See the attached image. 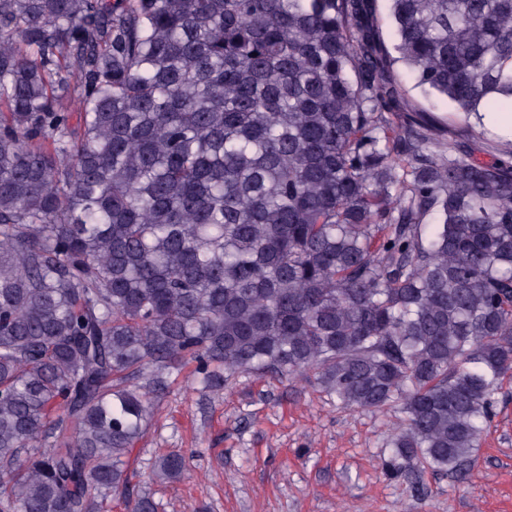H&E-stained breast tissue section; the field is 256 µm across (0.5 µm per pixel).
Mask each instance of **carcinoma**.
<instances>
[{
    "instance_id": "cac0c4a2",
    "label": "carcinoma",
    "mask_w": 512,
    "mask_h": 512,
    "mask_svg": "<svg viewBox=\"0 0 512 512\" xmlns=\"http://www.w3.org/2000/svg\"><path fill=\"white\" fill-rule=\"evenodd\" d=\"M400 65L512 112V0H0V512H157L132 454L190 364L204 397L312 373L400 407L388 473L471 469L512 160L434 138Z\"/></svg>"
}]
</instances>
